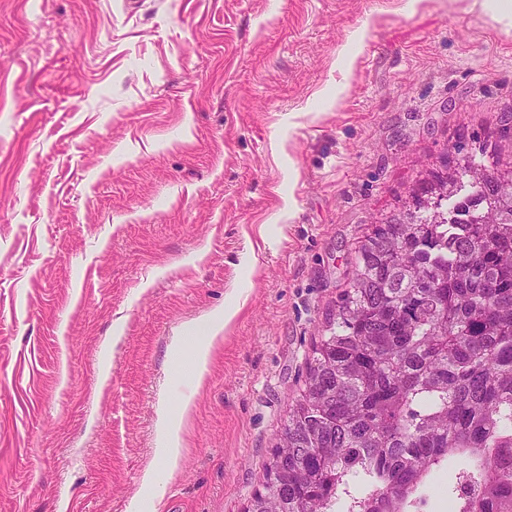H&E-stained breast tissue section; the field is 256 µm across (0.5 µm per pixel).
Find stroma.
<instances>
[{"mask_svg": "<svg viewBox=\"0 0 512 512\" xmlns=\"http://www.w3.org/2000/svg\"><path fill=\"white\" fill-rule=\"evenodd\" d=\"M366 27L352 64L339 61ZM512 162L487 0H0V512H245L382 214ZM240 311L202 386L177 337ZM190 401H182L178 411L173 413L166 403H161L157 409L158 429L166 444V454L160 463H154L144 472L142 487L151 490L156 485V476L159 470L172 473L181 458L184 450L182 433L188 420Z\"/></svg>", "mask_w": 512, "mask_h": 512, "instance_id": "35a3bbf8", "label": "stroma"}]
</instances>
